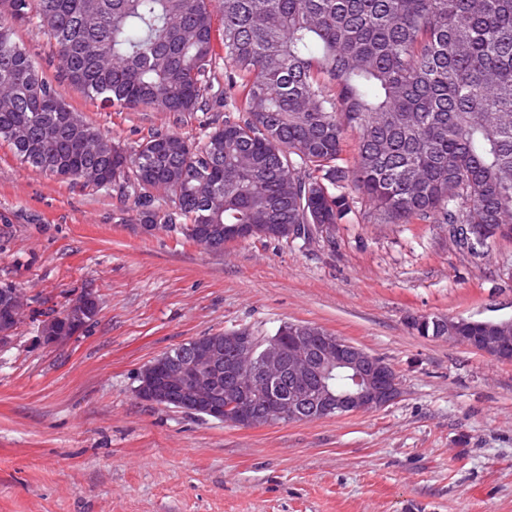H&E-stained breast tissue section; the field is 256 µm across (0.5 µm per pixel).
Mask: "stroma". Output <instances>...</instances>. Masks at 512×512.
<instances>
[{
  "label": "stroma",
  "mask_w": 512,
  "mask_h": 512,
  "mask_svg": "<svg viewBox=\"0 0 512 512\" xmlns=\"http://www.w3.org/2000/svg\"><path fill=\"white\" fill-rule=\"evenodd\" d=\"M16 40L84 120L130 148L201 141L208 109L174 122L119 110L58 77L48 35ZM355 197L313 240L240 239L212 252L143 231L112 189L22 163L0 140V287L29 299L0 353V512H512V362L423 337L411 318L512 317V239L457 245L444 224H377ZM97 317L66 346L44 320L84 291ZM285 323L341 336L395 370L402 394L367 413L243 428L137 397L138 376L196 337Z\"/></svg>",
  "instance_id": "obj_1"
}]
</instances>
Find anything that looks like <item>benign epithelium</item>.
Returning a JSON list of instances; mask_svg holds the SVG:
<instances>
[{
    "label": "benign epithelium",
    "mask_w": 512,
    "mask_h": 512,
    "mask_svg": "<svg viewBox=\"0 0 512 512\" xmlns=\"http://www.w3.org/2000/svg\"><path fill=\"white\" fill-rule=\"evenodd\" d=\"M26 307L20 289H0V352L12 343ZM98 311L96 296L84 292L43 323V343L66 344ZM291 333L289 338H259L238 329L225 332L222 340H193L163 373L149 365L137 393L161 405L205 406L215 419L249 428L344 417L399 398L398 376L380 358L325 330L295 326ZM469 347L502 362L512 361V336H500L492 344L473 340ZM335 372L349 378L342 392L332 383Z\"/></svg>",
    "instance_id": "obj_1"
}]
</instances>
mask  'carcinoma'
<instances>
[{
    "label": "carcinoma",
    "mask_w": 512,
    "mask_h": 512,
    "mask_svg": "<svg viewBox=\"0 0 512 512\" xmlns=\"http://www.w3.org/2000/svg\"><path fill=\"white\" fill-rule=\"evenodd\" d=\"M24 23L54 41L74 89L178 121L204 111L219 40L238 117L198 143L160 133L126 150L39 78L14 38ZM0 139L73 184L97 171L140 223L183 219L204 248L200 232L235 224H271L273 240L292 224L328 229L353 191L383 224L512 238V0H0ZM455 323L460 336H512L509 319ZM411 328L438 333L430 315Z\"/></svg>",
    "instance_id": "obj_1"
}]
</instances>
